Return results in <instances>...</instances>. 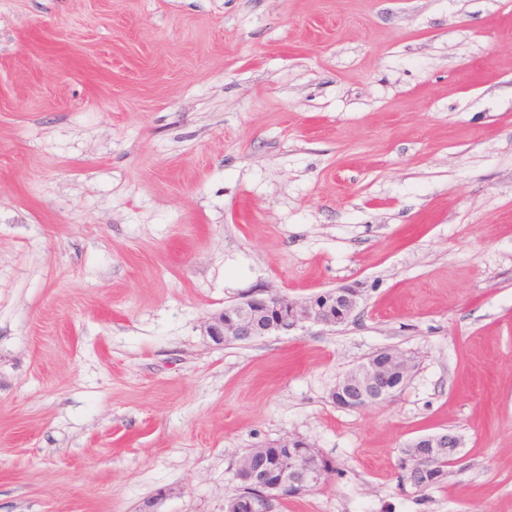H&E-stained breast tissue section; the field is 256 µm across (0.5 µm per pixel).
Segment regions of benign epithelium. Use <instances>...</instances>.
Segmentation results:
<instances>
[{"label": "benign epithelium", "instance_id": "benign-epithelium-1", "mask_svg": "<svg viewBox=\"0 0 512 512\" xmlns=\"http://www.w3.org/2000/svg\"><path fill=\"white\" fill-rule=\"evenodd\" d=\"M360 294L341 286L297 301L283 294L255 293L244 301L224 308L211 318L205 333L222 344L229 340H252L273 333H287L305 323L335 327L347 322L357 311ZM414 364L404 352L384 348L347 372L337 383L332 398L337 405L358 409L390 401L409 379ZM288 449V463H271L258 448L239 462L235 479L237 493L225 504V512H275L277 504L322 484L329 462L312 445L299 438L281 441ZM460 438L452 430L427 434L407 444L411 457L409 481L424 486L430 463L436 458L456 461Z\"/></svg>", "mask_w": 512, "mask_h": 512}]
</instances>
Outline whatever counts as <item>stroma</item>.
<instances>
[{
  "label": "stroma",
  "mask_w": 512,
  "mask_h": 512,
  "mask_svg": "<svg viewBox=\"0 0 512 512\" xmlns=\"http://www.w3.org/2000/svg\"><path fill=\"white\" fill-rule=\"evenodd\" d=\"M386 347L405 387L338 406ZM288 437L332 472L277 512H512V0H0V512H224ZM359 304L360 294L348 286L322 291L304 301L260 292L225 307L211 318L205 333L223 344L232 339L252 340L273 333H288L305 323L336 327L347 322ZM413 369L412 359L404 352L395 348L378 350L336 383L332 398L347 409L388 402L407 382ZM460 447V438L452 430L448 429L443 432L427 434L413 439L407 444V456L411 457L412 464L409 469V481L415 488L424 486L429 465L432 459L433 469L429 472V477H435L425 485V489L431 486L442 484L446 478L449 464L456 461L457 449ZM425 478V479H422ZM423 488V489H424Z\"/></svg>",
  "instance_id": "35a3bbf8"
}]
</instances>
